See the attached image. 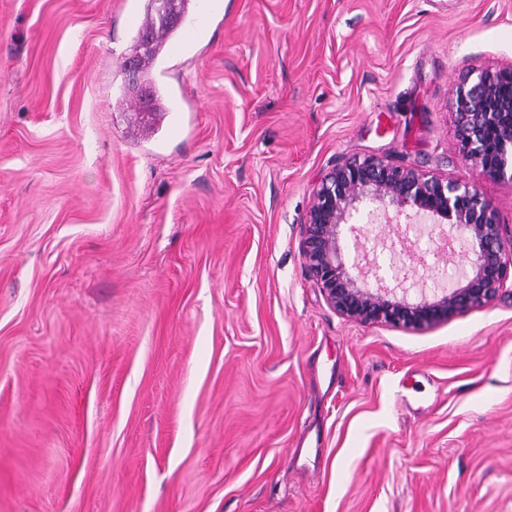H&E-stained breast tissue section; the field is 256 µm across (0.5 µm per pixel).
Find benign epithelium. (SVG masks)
Wrapping results in <instances>:
<instances>
[{
  "label": "benign epithelium",
  "mask_w": 512,
  "mask_h": 512,
  "mask_svg": "<svg viewBox=\"0 0 512 512\" xmlns=\"http://www.w3.org/2000/svg\"><path fill=\"white\" fill-rule=\"evenodd\" d=\"M129 85L149 111L138 71L125 64ZM512 68L471 69L452 94V116L461 157L476 178L461 182L377 156L356 157L333 167L318 183L303 224L302 254L310 276L326 302L340 315L364 323L419 329L479 307L512 280V243L505 244L503 224L486 198L482 183L512 182ZM427 218L429 234L444 227L469 242L465 273L456 284L417 302L405 298L408 273L388 286L380 266L358 269L349 262L342 228L360 237L361 217L384 223L400 216Z\"/></svg>",
  "instance_id": "7a95c632"
}]
</instances>
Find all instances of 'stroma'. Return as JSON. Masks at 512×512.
<instances>
[{
  "instance_id": "stroma-1",
  "label": "stroma",
  "mask_w": 512,
  "mask_h": 512,
  "mask_svg": "<svg viewBox=\"0 0 512 512\" xmlns=\"http://www.w3.org/2000/svg\"><path fill=\"white\" fill-rule=\"evenodd\" d=\"M128 0H0V512H512V288L336 313L302 229L376 155L467 181L451 90L512 0H220L124 95ZM403 265L419 229L377 254ZM204 18L198 17L189 20L184 29H180L177 37L168 39L166 46L170 56H177L188 52L199 40L203 30Z\"/></svg>"
}]
</instances>
